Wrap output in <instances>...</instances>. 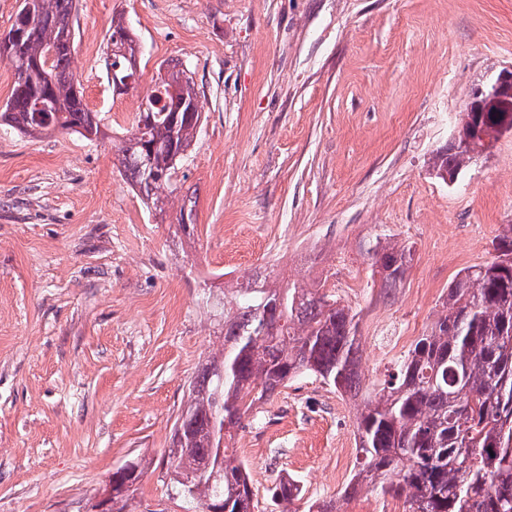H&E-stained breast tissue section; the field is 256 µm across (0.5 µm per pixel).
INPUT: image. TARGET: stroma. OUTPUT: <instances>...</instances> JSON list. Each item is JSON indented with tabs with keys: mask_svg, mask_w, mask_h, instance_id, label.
<instances>
[{
	"mask_svg": "<svg viewBox=\"0 0 512 512\" xmlns=\"http://www.w3.org/2000/svg\"><path fill=\"white\" fill-rule=\"evenodd\" d=\"M142 46L139 83L106 75L113 17ZM72 72L104 137L0 127V512H89L112 470L146 472L127 512H186L167 456L224 289L335 285L360 317L363 390L426 333L451 280L512 224V134L457 183L431 172L466 92L512 65V0H77ZM182 63L204 122L164 215L118 149L161 62ZM195 204L194 229L177 222ZM410 243L383 297L364 245ZM358 402L308 375L258 402L233 450L254 512L282 478L337 495L357 458Z\"/></svg>",
	"mask_w": 512,
	"mask_h": 512,
	"instance_id": "35a3bbf8",
	"label": "stroma"
}]
</instances>
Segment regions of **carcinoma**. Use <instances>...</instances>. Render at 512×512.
<instances>
[{
    "mask_svg": "<svg viewBox=\"0 0 512 512\" xmlns=\"http://www.w3.org/2000/svg\"><path fill=\"white\" fill-rule=\"evenodd\" d=\"M0 39V60L14 71V86L0 108V126L20 135L49 131L86 139L101 133V119L84 103L70 73L75 0H24ZM107 74L130 70L140 50L123 18H112ZM147 95L166 102L137 116L120 147V164L146 202L161 209L176 191L174 176L203 124L196 84L180 63L159 65ZM48 93L52 110L38 119L30 108ZM501 137L497 115L461 112L460 130L432 158L438 179L456 182ZM498 255L458 274L442 311L401 359L396 375L364 401L356 418L358 468L344 491L313 501L307 512H342L340 502L370 489L405 496L406 512H512V224ZM372 274L389 293L400 287L412 248L388 234L368 242ZM356 314L336 290L320 283L270 288L261 276L244 288L224 289V353L192 382L187 407L176 420L169 456L170 483L193 512L216 502L223 512H254L249 472L231 442L255 403L302 375H315L353 399L362 392ZM130 485L115 495L112 512H125L144 473L129 460ZM300 481L283 479L275 500H301Z\"/></svg>",
    "mask_w": 512,
    "mask_h": 512,
    "instance_id": "carcinoma-1",
    "label": "carcinoma"
}]
</instances>
